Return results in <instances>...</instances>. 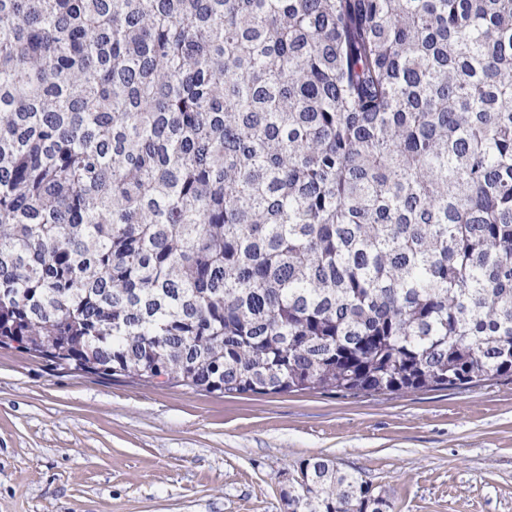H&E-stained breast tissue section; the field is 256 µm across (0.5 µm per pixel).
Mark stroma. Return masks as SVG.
<instances>
[{
    "mask_svg": "<svg viewBox=\"0 0 512 512\" xmlns=\"http://www.w3.org/2000/svg\"><path fill=\"white\" fill-rule=\"evenodd\" d=\"M315 455L393 512H512V383L228 397L0 347V512H287Z\"/></svg>",
    "mask_w": 512,
    "mask_h": 512,
    "instance_id": "1",
    "label": "stroma"
}]
</instances>
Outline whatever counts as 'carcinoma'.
Instances as JSON below:
<instances>
[{
  "label": "carcinoma",
  "instance_id": "obj_1",
  "mask_svg": "<svg viewBox=\"0 0 512 512\" xmlns=\"http://www.w3.org/2000/svg\"><path fill=\"white\" fill-rule=\"evenodd\" d=\"M0 345L226 396L512 380V0H0ZM299 473L288 512H391Z\"/></svg>",
  "mask_w": 512,
  "mask_h": 512
}]
</instances>
